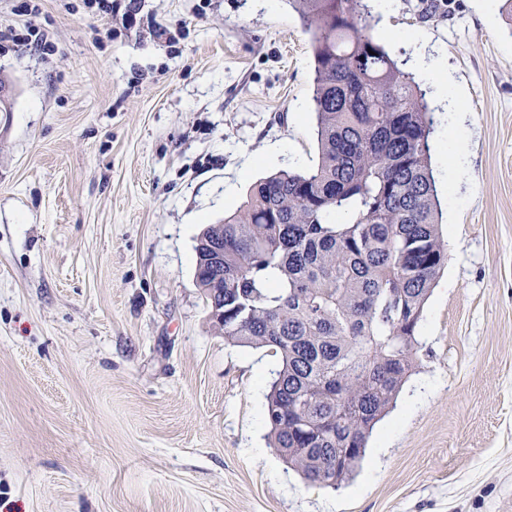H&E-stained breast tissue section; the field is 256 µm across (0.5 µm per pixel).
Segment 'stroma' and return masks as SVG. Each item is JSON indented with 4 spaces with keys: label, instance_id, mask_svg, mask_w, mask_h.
<instances>
[{
    "label": "stroma",
    "instance_id": "stroma-1",
    "mask_svg": "<svg viewBox=\"0 0 512 512\" xmlns=\"http://www.w3.org/2000/svg\"><path fill=\"white\" fill-rule=\"evenodd\" d=\"M0 0L57 50L0 53V512H512V15L396 0L373 32L427 85L448 263L414 370L354 477L268 446L278 358L228 343L197 237L317 161L310 35L288 0ZM466 131L464 144L450 135Z\"/></svg>",
    "mask_w": 512,
    "mask_h": 512
}]
</instances>
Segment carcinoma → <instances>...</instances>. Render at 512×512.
<instances>
[{
    "label": "carcinoma",
    "instance_id": "carcinoma-1",
    "mask_svg": "<svg viewBox=\"0 0 512 512\" xmlns=\"http://www.w3.org/2000/svg\"><path fill=\"white\" fill-rule=\"evenodd\" d=\"M312 30L318 163L257 182L196 246V283L224 339L267 348L270 447L336 488L413 370L417 329L448 260L434 124L364 0H292ZM224 263H214V250Z\"/></svg>",
    "mask_w": 512,
    "mask_h": 512
}]
</instances>
